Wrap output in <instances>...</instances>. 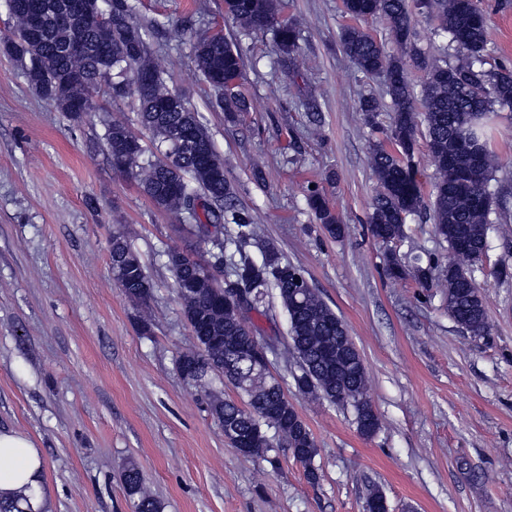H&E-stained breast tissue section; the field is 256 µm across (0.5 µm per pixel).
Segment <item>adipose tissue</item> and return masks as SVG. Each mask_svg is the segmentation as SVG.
<instances>
[{"label":"adipose tissue","mask_w":512,"mask_h":512,"mask_svg":"<svg viewBox=\"0 0 512 512\" xmlns=\"http://www.w3.org/2000/svg\"><path fill=\"white\" fill-rule=\"evenodd\" d=\"M0 499L18 501L23 512H49L42 487V459L29 438L0 430Z\"/></svg>","instance_id":"adipose-tissue-1"}]
</instances>
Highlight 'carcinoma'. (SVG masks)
<instances>
[{
  "mask_svg": "<svg viewBox=\"0 0 512 512\" xmlns=\"http://www.w3.org/2000/svg\"><path fill=\"white\" fill-rule=\"evenodd\" d=\"M5 5L13 32L0 43V51L21 66L33 91L56 111L78 122L81 116L74 106L100 92L113 101L135 97L137 125L150 136L152 147L124 122L111 121L104 140L112 166L134 175L157 209L183 220L179 230L187 238L209 245L203 260L172 250L165 253L198 346L182 353L177 366L195 368V386L209 398L211 414L249 440L250 455L266 457L284 447L304 467L308 480L317 481V444L288 400L287 380L240 355L256 329L224 312L223 292L204 278L203 264L224 257L223 286L246 288L250 310L259 315H267L269 291H276L288 316L287 350L296 360L291 371L294 387L304 388V395L313 400L336 405L348 398L357 431L371 438L380 421L367 396L363 360L344 321L319 296L303 269L282 260L269 241L262 248V262L249 254L259 228L224 179V159L199 113L185 94L167 85L165 58L152 48L169 22L140 23L133 0H86L85 19L69 29L55 20L66 0H5ZM224 11L247 34L273 31L283 61L295 60L298 34L293 24L280 19L277 0H224ZM415 11L435 18L436 34L448 37L460 56L454 64L443 59L430 65L419 59L428 69L419 95L402 60L371 33L358 25L341 32L343 50L361 72L386 75L391 100L385 139L371 149L378 192L370 232L383 243L398 240L404 236L407 217L422 206L414 161L419 96L435 168L432 218L436 234L448 243V266L442 270L434 258L424 262L418 257L416 263L425 274L417 281L423 288L435 283L445 288L448 316L471 338L481 339L490 324L474 271L487 249L493 213L488 185L498 168L483 120L491 112L512 110V69L487 61V21L477 0H426L422 6H412L409 0H345V12L353 19H383L390 42L400 48L412 47ZM74 39L84 43L83 52L67 51ZM193 53L203 80L214 89L221 90L228 80H242L241 52L224 37L196 40ZM215 108L230 118L246 111L248 104L236 91L218 95ZM358 109L371 131L380 129L379 104L373 96H361ZM309 206L329 236L344 234L345 225L319 191H310ZM109 256L127 299L136 306L146 304L153 284L124 234L112 235ZM215 376L227 380L237 398L212 394ZM123 480L135 512H162L136 464L126 467Z\"/></svg>",
  "mask_w": 512,
  "mask_h": 512,
  "instance_id": "obj_1",
  "label": "carcinoma"
}]
</instances>
